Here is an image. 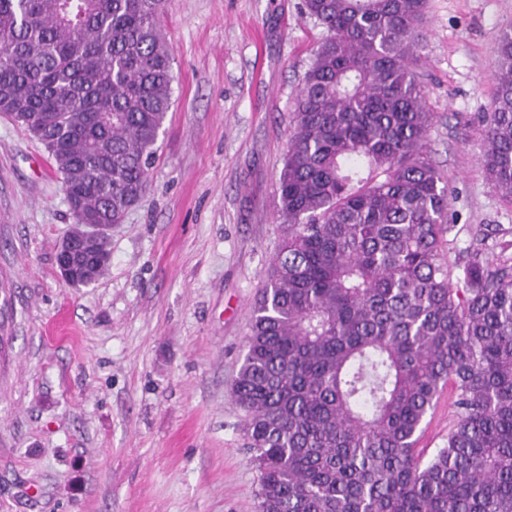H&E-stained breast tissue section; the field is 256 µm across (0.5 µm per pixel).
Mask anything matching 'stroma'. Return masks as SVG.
Listing matches in <instances>:
<instances>
[{
  "mask_svg": "<svg viewBox=\"0 0 512 512\" xmlns=\"http://www.w3.org/2000/svg\"><path fill=\"white\" fill-rule=\"evenodd\" d=\"M172 101L143 200L95 283L62 280L73 227L44 146L0 117V512H258L231 395L285 226L276 182L312 52L303 0H163ZM512 0H428L419 71L460 282L480 226L512 243V203L480 165L492 63ZM447 394L417 446L442 447Z\"/></svg>",
  "mask_w": 512,
  "mask_h": 512,
  "instance_id": "35a3bbf8",
  "label": "stroma"
}]
</instances>
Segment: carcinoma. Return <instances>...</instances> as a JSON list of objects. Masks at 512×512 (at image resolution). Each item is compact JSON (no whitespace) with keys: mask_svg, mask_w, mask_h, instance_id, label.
Listing matches in <instances>:
<instances>
[{"mask_svg":"<svg viewBox=\"0 0 512 512\" xmlns=\"http://www.w3.org/2000/svg\"><path fill=\"white\" fill-rule=\"evenodd\" d=\"M162 0H0V115L44 144L72 208L68 285L110 261L172 98ZM427 0H304L328 32L276 183L286 232L233 384L260 512H512V264L443 258L448 183L416 72ZM481 164L512 202V28ZM450 390L456 421L416 444ZM454 419L455 408L448 397L447 389L439 395L422 425L417 448L424 452L425 458L431 457L437 448L443 446Z\"/></svg>","mask_w":512,"mask_h":512,"instance_id":"cac0c4a2","label":"carcinoma"}]
</instances>
